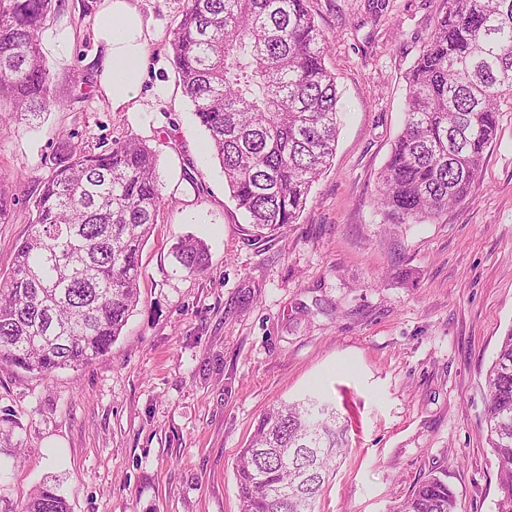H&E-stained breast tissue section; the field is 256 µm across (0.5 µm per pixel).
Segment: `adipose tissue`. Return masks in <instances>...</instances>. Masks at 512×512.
<instances>
[{
  "mask_svg": "<svg viewBox=\"0 0 512 512\" xmlns=\"http://www.w3.org/2000/svg\"><path fill=\"white\" fill-rule=\"evenodd\" d=\"M92 30L101 49L98 86L113 111L139 112L151 21L137 0H102L92 18Z\"/></svg>",
  "mask_w": 512,
  "mask_h": 512,
  "instance_id": "obj_1",
  "label": "adipose tissue"
}]
</instances>
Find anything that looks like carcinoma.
Instances as JSON below:
<instances>
[{
  "label": "carcinoma",
  "instance_id": "obj_1",
  "mask_svg": "<svg viewBox=\"0 0 512 512\" xmlns=\"http://www.w3.org/2000/svg\"><path fill=\"white\" fill-rule=\"evenodd\" d=\"M52 0H0V102L35 120L58 104L38 31ZM327 37L308 0H187L170 48L182 89L208 133L224 183L248 223H296L331 165L340 115ZM404 123L378 180L383 210L415 222L465 200L512 93V0H445L407 76ZM34 201L35 221L0 278V364L47 376L104 357L138 299L139 253L158 224L159 159L128 139L101 152L64 142ZM15 198L0 178V223ZM173 256L208 267L205 243ZM487 439L497 461V512H512V328L486 376ZM346 435L326 401L266 411L235 468L240 512H315ZM18 512H70L57 487H36ZM395 512H455L429 477Z\"/></svg>",
  "mask_w": 512,
  "mask_h": 512
}]
</instances>
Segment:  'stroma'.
<instances>
[{
  "label": "stroma",
  "instance_id": "1",
  "mask_svg": "<svg viewBox=\"0 0 512 512\" xmlns=\"http://www.w3.org/2000/svg\"><path fill=\"white\" fill-rule=\"evenodd\" d=\"M99 2L52 0L41 46L59 105L30 122L0 113V177L17 199L0 224V274L61 140L146 141L164 205L140 254L139 302L105 357L48 376L0 364V411L22 424L0 447V512L45 480L71 512H239V449L269 407L311 394L333 402L348 439L318 512H394L432 474L457 512H497L485 375L512 328V95L466 200L420 223L377 204L407 74L443 0H309L342 125L297 223L263 237L175 72L184 0H139L161 29L142 112L113 111L87 63ZM187 236L209 250L198 275L171 253Z\"/></svg>",
  "mask_w": 512,
  "mask_h": 512
}]
</instances>
